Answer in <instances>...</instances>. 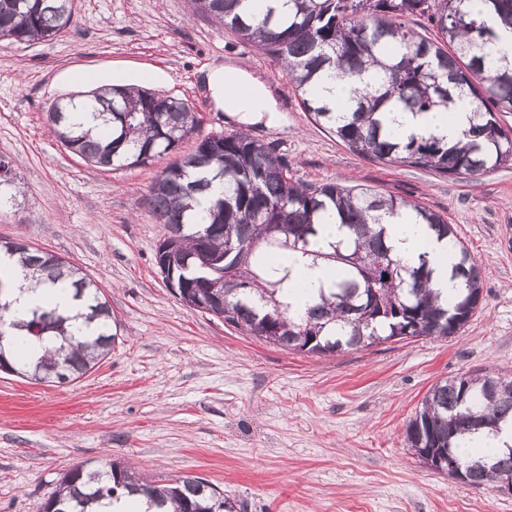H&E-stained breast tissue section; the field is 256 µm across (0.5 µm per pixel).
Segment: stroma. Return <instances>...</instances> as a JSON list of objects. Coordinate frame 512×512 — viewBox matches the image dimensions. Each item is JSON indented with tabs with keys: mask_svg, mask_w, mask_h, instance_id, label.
Masks as SVG:
<instances>
[{
	"mask_svg": "<svg viewBox=\"0 0 512 512\" xmlns=\"http://www.w3.org/2000/svg\"><path fill=\"white\" fill-rule=\"evenodd\" d=\"M217 64L272 90L281 123L250 132L295 180L401 196L453 225L483 282L458 334L314 356L225 327L171 292L154 259L166 230L144 203L164 160L117 171L85 162L54 138L46 112L95 86L136 85L188 100L198 136L234 130L204 83ZM1 156L21 192L0 207V238L94 280L117 337L69 384L0 371V512H41L63 470L115 461L157 479H207L242 512H512V496L427 468L405 437L436 382L512 378V165L452 180L350 151L304 112L273 58L189 15L185 0H76L63 36L0 45Z\"/></svg>",
	"mask_w": 512,
	"mask_h": 512,
	"instance_id": "35a3bbf8",
	"label": "stroma"
}]
</instances>
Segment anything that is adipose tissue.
Segmentation results:
<instances>
[{
    "label": "adipose tissue",
    "mask_w": 512,
    "mask_h": 512,
    "mask_svg": "<svg viewBox=\"0 0 512 512\" xmlns=\"http://www.w3.org/2000/svg\"><path fill=\"white\" fill-rule=\"evenodd\" d=\"M207 87L218 109L238 117L240 124L250 126L259 120H274L276 102L268 88L257 77L230 66L212 67L205 76ZM402 135L415 133L425 128L438 136L446 137L449 143H456L467 120L464 113H447L441 110L412 115L402 112L398 115ZM389 244L404 263H417L419 255H427L434 270L433 286L439 292L451 291L455 286L450 273L455 256L447 240H440L422 224H390L386 227ZM282 267L289 277L284 282L292 313L299 314L318 299L320 288L326 287L327 267L313 264L311 256L298 251L282 252ZM0 270L13 278L16 287L0 297L8 307V318L19 320L36 303L57 307L73 315L83 311L84 304L75 299L72 288L63 284L47 283L36 291L19 290L18 282L23 275L9 259L0 260Z\"/></svg>",
    "instance_id": "adipose-tissue-1"
}]
</instances>
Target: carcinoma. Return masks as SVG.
I'll list each match as a JSON object with an SVG mask.
<instances>
[{"label": "carcinoma", "mask_w": 512, "mask_h": 512, "mask_svg": "<svg viewBox=\"0 0 512 512\" xmlns=\"http://www.w3.org/2000/svg\"><path fill=\"white\" fill-rule=\"evenodd\" d=\"M189 10L233 31L241 42L278 59L313 115L353 152L384 164L426 168L455 179L512 164V135L499 114L512 112V54L497 48V17L512 30V0H484L485 13L460 8L463 0H288L279 13L256 0H187ZM75 0H0V44L51 41L67 32ZM426 15L433 40L413 31L408 19ZM340 79L365 73L372 81L354 91L341 109L324 103L315 85L328 72ZM101 137L73 118L75 96L55 100L47 123L70 153L97 166L120 170L170 158L148 190L146 203L167 230L155 252L168 288L199 312L212 284L224 281V306L214 317L250 336L292 351L334 355L420 337L452 336L479 308L481 272L471 252L441 215L420 204L371 188L326 182L308 187L292 180L275 149L239 131L209 134L179 153L198 118L187 100L131 85L90 93ZM454 106L468 113L464 140L421 130L404 139L394 112L415 115ZM13 162L0 159V205L14 199ZM336 212L348 239L330 244L317 260L336 265L338 278L320 289L319 301L290 314L286 276L273 264L282 247L307 250L321 215ZM403 216L449 239L456 254L457 287L441 297L431 287L426 256L407 266L386 242L383 220ZM254 243L246 244L247 232ZM28 278L41 283L71 280L84 298L81 339L68 329L71 317L48 305L31 307L25 319L8 322L0 305V368L38 384L71 383L109 355L115 343L112 311L99 287L61 257L23 240H0ZM179 258L165 266L167 251ZM389 279H384V276ZM17 328L43 348L18 364L5 346ZM512 421V379L494 374L456 375L433 385L406 426V440L420 454L444 449L466 474L465 483L497 486L512 479V447L493 458L459 451L467 435L497 432ZM138 493L146 512H235L236 504L198 477L167 483L141 478L123 464L109 469L74 465L42 505V512H96L103 499Z\"/></svg>", "instance_id": "carcinoma-1"}]
</instances>
